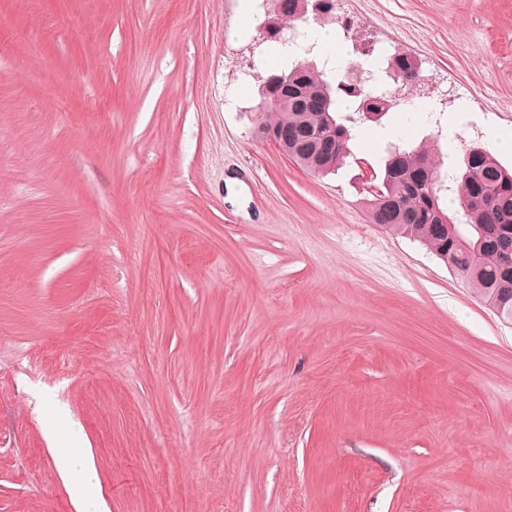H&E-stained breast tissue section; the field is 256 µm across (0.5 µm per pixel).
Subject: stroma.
<instances>
[{
  "mask_svg": "<svg viewBox=\"0 0 512 512\" xmlns=\"http://www.w3.org/2000/svg\"><path fill=\"white\" fill-rule=\"evenodd\" d=\"M269 8L0 0V512H76L56 409L106 512H512V324L363 204L393 143L512 171V0H333L419 78L325 177L254 135Z\"/></svg>",
  "mask_w": 512,
  "mask_h": 512,
  "instance_id": "35a3bbf8",
  "label": "stroma"
}]
</instances>
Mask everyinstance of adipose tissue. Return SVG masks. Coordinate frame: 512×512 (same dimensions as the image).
Instances as JSON below:
<instances>
[{
  "label": "adipose tissue",
  "mask_w": 512,
  "mask_h": 512,
  "mask_svg": "<svg viewBox=\"0 0 512 512\" xmlns=\"http://www.w3.org/2000/svg\"><path fill=\"white\" fill-rule=\"evenodd\" d=\"M49 440L56 466L70 486L76 512H102L99 499L91 493L95 472L81 437L75 433L64 438L53 434Z\"/></svg>",
  "instance_id": "obj_1"
}]
</instances>
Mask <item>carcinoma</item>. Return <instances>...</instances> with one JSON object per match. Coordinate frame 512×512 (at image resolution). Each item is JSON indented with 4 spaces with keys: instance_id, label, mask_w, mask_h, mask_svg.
Instances as JSON below:
<instances>
[{
    "instance_id": "cac0c4a2",
    "label": "carcinoma",
    "mask_w": 512,
    "mask_h": 512,
    "mask_svg": "<svg viewBox=\"0 0 512 512\" xmlns=\"http://www.w3.org/2000/svg\"><path fill=\"white\" fill-rule=\"evenodd\" d=\"M415 66L406 57L390 59L387 77L399 81ZM288 99L280 102L271 126L284 134L288 157L314 174L339 168L348 156L351 131L367 121L363 107L341 112V95L371 102L377 113L390 111L391 92L366 76L359 93L346 84L333 88L327 109H309L306 95L319 91L327 81L309 63L303 74L288 70ZM378 192L365 198L372 223L386 231L416 241L434 254L454 259L453 270L486 306L505 322L512 321V172L489 153L471 157L462 173L459 210L449 216L441 195L450 191L445 178L433 167L428 151L418 145L397 146L384 158Z\"/></svg>"
}]
</instances>
